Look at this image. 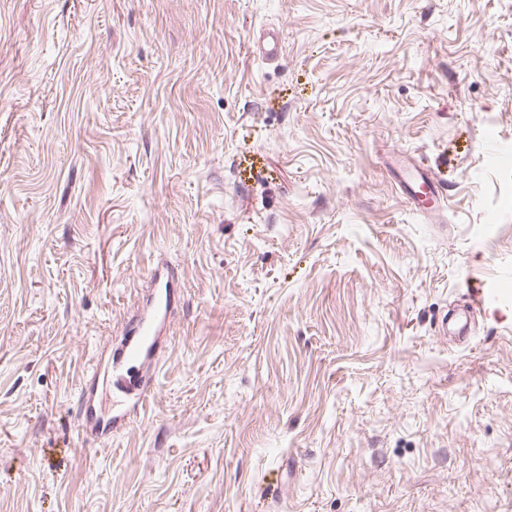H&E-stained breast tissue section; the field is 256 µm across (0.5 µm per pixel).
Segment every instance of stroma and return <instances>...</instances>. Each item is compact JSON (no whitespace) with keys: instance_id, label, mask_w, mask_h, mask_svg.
Wrapping results in <instances>:
<instances>
[{"instance_id":"35a3bbf8","label":"stroma","mask_w":512,"mask_h":512,"mask_svg":"<svg viewBox=\"0 0 512 512\" xmlns=\"http://www.w3.org/2000/svg\"><path fill=\"white\" fill-rule=\"evenodd\" d=\"M0 512H512V0H0ZM433 187L436 189L433 179L429 175L417 171L416 174L408 176L401 188L406 191L409 200H412L414 205L420 207V201L423 200L421 195L423 193H426L425 195L427 196V200L423 202L432 203L434 206L438 203ZM168 307V296L162 301L160 298H155L154 293L148 295L128 336H125L115 350L113 347L111 350L106 347L100 350L99 358L92 370L93 386L95 387L98 377L102 386L104 384L113 386L129 395L134 402L114 419L111 416L102 426L97 422L91 425L92 416L87 418L85 426H89L91 431L97 433L110 431L113 423L124 420L127 415L136 416L144 412L153 390V380L146 379L145 373L135 376L129 375L128 371L137 365L144 368L151 359L152 352L164 333Z\"/></svg>"}]
</instances>
